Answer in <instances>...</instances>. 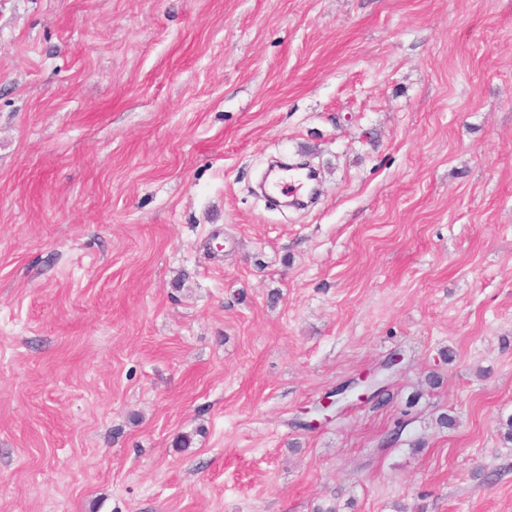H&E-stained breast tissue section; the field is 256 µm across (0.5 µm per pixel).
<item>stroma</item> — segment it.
<instances>
[{
    "mask_svg": "<svg viewBox=\"0 0 512 512\" xmlns=\"http://www.w3.org/2000/svg\"><path fill=\"white\" fill-rule=\"evenodd\" d=\"M510 418L512 0H0V512H512Z\"/></svg>",
    "mask_w": 512,
    "mask_h": 512,
    "instance_id": "35a3bbf8",
    "label": "stroma"
}]
</instances>
